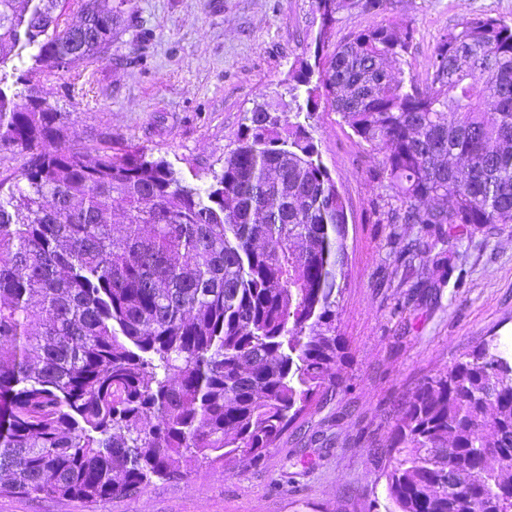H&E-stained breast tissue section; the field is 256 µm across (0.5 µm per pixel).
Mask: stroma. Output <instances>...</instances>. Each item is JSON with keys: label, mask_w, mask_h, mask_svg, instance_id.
<instances>
[{"label": "stroma", "mask_w": 512, "mask_h": 512, "mask_svg": "<svg viewBox=\"0 0 512 512\" xmlns=\"http://www.w3.org/2000/svg\"><path fill=\"white\" fill-rule=\"evenodd\" d=\"M123 9L108 58L43 73L42 84L72 113L79 147L96 149L109 135L201 187L222 172L256 105L294 109L292 74L312 61L321 27L313 0H125ZM485 14L512 23V0H388L378 13L342 10L333 37L413 24L407 60L423 81L439 36ZM305 125L347 206L337 320L345 391L289 427L256 465L207 466L106 502L0 495V512H394L382 472L406 397L485 340H512V224L455 233L462 283L419 260L400 273L393 240L415 238L418 225L373 222V200L389 192L337 113L314 112ZM318 429L331 447L310 444Z\"/></svg>", "instance_id": "35a3bbf8"}]
</instances>
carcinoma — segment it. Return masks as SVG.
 Returning a JSON list of instances; mask_svg holds the SVG:
<instances>
[{
    "label": "carcinoma",
    "instance_id": "cac0c4a2",
    "mask_svg": "<svg viewBox=\"0 0 512 512\" xmlns=\"http://www.w3.org/2000/svg\"><path fill=\"white\" fill-rule=\"evenodd\" d=\"M314 0L325 29L293 81L308 113L340 115L372 178L424 235L400 249L457 270L447 227L512 224V24L448 29L422 87L407 24L330 41L349 2ZM0 0L7 94L0 150V494L106 501L216 463H255L343 391L336 324L347 208L305 126L258 105L201 188L163 159L70 142L71 113L36 75L112 49L124 0ZM119 211L125 231L108 216ZM399 512H512V359L492 338L426 377L391 429L384 472Z\"/></svg>",
    "mask_w": 512,
    "mask_h": 512
}]
</instances>
